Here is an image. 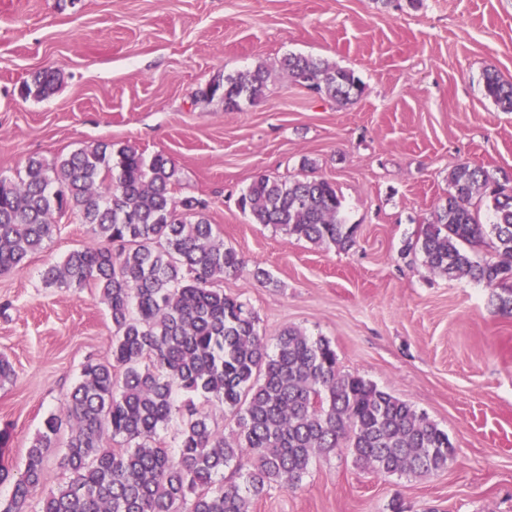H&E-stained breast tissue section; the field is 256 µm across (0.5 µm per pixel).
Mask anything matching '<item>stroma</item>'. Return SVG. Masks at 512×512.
Wrapping results in <instances>:
<instances>
[{
  "instance_id": "35a3bbf8",
  "label": "stroma",
  "mask_w": 512,
  "mask_h": 512,
  "mask_svg": "<svg viewBox=\"0 0 512 512\" xmlns=\"http://www.w3.org/2000/svg\"><path fill=\"white\" fill-rule=\"evenodd\" d=\"M291 54L354 71L362 95L344 106L312 95L282 70ZM259 66L263 99L234 112L195 100L215 77ZM490 67L512 80V0H0V177L101 141L167 155L176 198L204 201L243 256L223 288L261 333L328 339L341 372L410 403L455 448L447 470L424 476L376 474L342 448L253 512H512V315L494 289L400 254L444 202L453 167L512 185V112L484 95ZM46 68L59 73L54 93L22 96ZM305 159L358 227L349 250L252 223L238 205L255 177L300 175ZM90 239L89 225L62 218L41 252L0 274L13 475L83 365L108 354L98 290L41 279Z\"/></svg>"
}]
</instances>
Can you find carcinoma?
Segmentation results:
<instances>
[{
	"mask_svg": "<svg viewBox=\"0 0 512 512\" xmlns=\"http://www.w3.org/2000/svg\"><path fill=\"white\" fill-rule=\"evenodd\" d=\"M293 83L344 105L362 93L351 70L302 55L284 58ZM268 71L257 67L216 80L224 111L265 95ZM484 91L512 112V81L484 72ZM58 73L35 74L25 96L47 97ZM175 163L146 158L130 144L97 142L49 162L28 158L15 180L0 178V271L23 266L44 248L54 216L91 226L93 238L42 272L48 286L97 288L112 319L110 356L87 361L61 414L43 422L11 499L0 512H28L45 480V453L63 424L70 428L61 465L68 478L39 499L37 512H251L252 501L278 486L297 487L313 459L347 448L380 474L428 475L448 468V434L411 405L360 376L341 373L331 342L292 327L274 349L257 315L218 284L243 257L214 232L193 197L175 200ZM476 197L493 219L479 221ZM254 224L342 250L355 243L336 188L324 179L263 175L240 198ZM489 245L493 256L478 258ZM421 255L431 274L500 288L498 309L512 314V191L482 166L448 173V197L420 225L402 255ZM216 401L234 422L228 436L205 405ZM182 428L174 452L159 432ZM122 438L127 447L106 440ZM8 429H0V481L9 477ZM251 466L240 472L243 458ZM239 473L224 479V470Z\"/></svg>",
	"mask_w": 512,
	"mask_h": 512,
	"instance_id": "obj_1",
	"label": "carcinoma"
}]
</instances>
